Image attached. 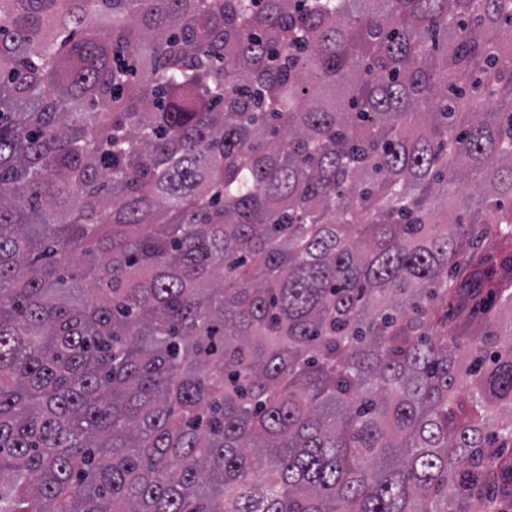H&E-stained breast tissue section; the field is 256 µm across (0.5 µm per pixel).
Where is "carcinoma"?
I'll return each mask as SVG.
<instances>
[{
    "mask_svg": "<svg viewBox=\"0 0 512 512\" xmlns=\"http://www.w3.org/2000/svg\"><path fill=\"white\" fill-rule=\"evenodd\" d=\"M509 237L512 0H0V512H502Z\"/></svg>",
    "mask_w": 512,
    "mask_h": 512,
    "instance_id": "1",
    "label": "carcinoma"
}]
</instances>
